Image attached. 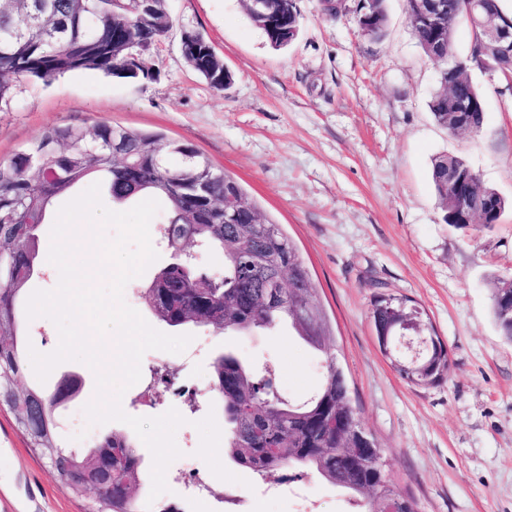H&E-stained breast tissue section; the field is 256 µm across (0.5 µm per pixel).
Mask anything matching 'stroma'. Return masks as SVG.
<instances>
[{"label":"stroma","mask_w":512,"mask_h":512,"mask_svg":"<svg viewBox=\"0 0 512 512\" xmlns=\"http://www.w3.org/2000/svg\"><path fill=\"white\" fill-rule=\"evenodd\" d=\"M338 16L319 0H297L300 31L276 50L248 18L242 0H167L173 26L143 54L149 77L76 71L46 82L19 78L0 106V162L53 125L99 123L159 131L192 144L247 190L264 218L280 224L308 266L334 332L336 358L361 425L382 450L385 471L416 512H512V343L491 310L492 283L512 279V206L499 224H445L430 170L435 156L464 158L484 183L512 203V91L500 76L472 71L485 102L478 135H452L429 102L439 66L413 38L406 0H386L384 36L364 35L356 7ZM202 34L233 76L214 91L185 61V32ZM419 309L449 357L439 384L407 382L378 345L369 313L380 297ZM206 348L180 363L172 384L130 387L123 410L154 417L177 409L181 457L169 466L163 503L183 512H230L224 483L197 456L196 421L211 400L189 408L224 354L270 367L277 389L299 398L320 384L324 358L287 325L250 333L189 325ZM79 375V404L95 391L84 363L58 365L46 382L26 370L20 387L54 390ZM209 479L207 503L184 488L187 468ZM251 484L249 512H296L270 494L271 478L227 462ZM0 412V512H89Z\"/></svg>","instance_id":"obj_1"}]
</instances>
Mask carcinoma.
Returning <instances> with one entry per match:
<instances>
[{
	"instance_id": "carcinoma-1",
	"label": "carcinoma",
	"mask_w": 512,
	"mask_h": 512,
	"mask_svg": "<svg viewBox=\"0 0 512 512\" xmlns=\"http://www.w3.org/2000/svg\"><path fill=\"white\" fill-rule=\"evenodd\" d=\"M385 0H359V25L364 34L380 39L385 32ZM450 23L469 20L471 0H446ZM140 4L136 0H0V103L10 100L13 83L22 76L46 82L68 72L96 70L119 78L124 73L123 42L112 38L120 28L130 37L152 44L170 28L169 14L161 11L150 27L137 25ZM410 30L428 57L448 50V29L412 14ZM300 26L294 4L283 8L276 27H261L274 49L285 46L279 28ZM200 57L186 56L190 67L216 91L232 83L223 60L200 39ZM483 56V46L473 38L468 53L459 59V71ZM441 89L430 101L436 122L448 127V67L440 70ZM459 94L471 100L470 132L477 134L484 126V97L473 80L459 88ZM119 141L122 151L132 154L135 167L121 169L112 160V143ZM95 147L96 157L89 162L77 155L84 144ZM179 162L171 164L168 156ZM447 155L432 161V182L440 203L448 197ZM105 178L106 191L115 203H125L147 194H158L166 203L167 217L163 241L171 252L167 271L168 288L163 310L155 316L171 327L224 325L226 331L248 332L274 327L288 318L298 336L325 357V376L316 394L303 401H292L277 390L270 370L258 372L244 367L231 356L219 357L213 366L209 393L224 405L227 424V448L232 461L262 475H273L285 468L300 475H314L328 482L350 500L360 512H384L378 492L367 485L376 473L368 460L382 454L379 445L354 461L346 454L345 443L336 429V415L352 419L356 412L349 395L343 370L336 364L330 345L326 313L314 288L309 268L294 243L280 225L259 220L255 202L232 177L215 170L210 161L193 145L166 141L158 133L100 123L89 130L71 125L46 128L27 150L0 163V211L13 216L14 223L0 224V336L8 345L0 348V406L13 415L17 427L25 432L29 446H57L59 429L45 435L25 431L19 407L37 396L52 402L56 393L41 389H21L18 379L26 369V359L16 339L24 322L17 299L29 280L33 260L31 239L26 224H42L53 203L70 195L91 175ZM204 183L209 197L222 199L233 189L243 209L235 224L184 223L188 207L202 208L204 202L189 194L187 187ZM198 241L224 256L221 275L224 292L223 320L206 307V294L190 298L179 288L180 250L186 239ZM282 271L283 287L275 304L269 303L272 289L269 275ZM506 281L497 280L493 288V313L501 335L512 342V315L506 313ZM376 334L391 324L387 307L377 300L371 310ZM430 366L402 377L414 385H432L448 374V352L443 342L426 356ZM98 448L112 449V512H135L127 490L136 484L141 461L133 439L120 432L102 438Z\"/></svg>"
}]
</instances>
